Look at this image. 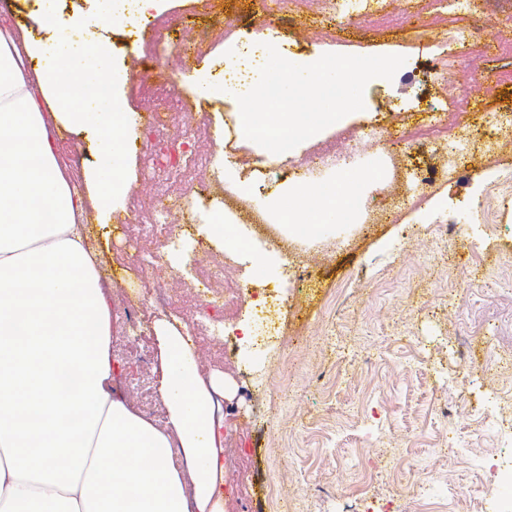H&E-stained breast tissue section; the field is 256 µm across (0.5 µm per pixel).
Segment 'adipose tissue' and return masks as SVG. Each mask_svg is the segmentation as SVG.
<instances>
[{"mask_svg":"<svg viewBox=\"0 0 512 512\" xmlns=\"http://www.w3.org/2000/svg\"><path fill=\"white\" fill-rule=\"evenodd\" d=\"M43 35L20 56L0 34V512H224L221 436L213 419L220 377L203 381L182 333L157 326L165 425L134 411L119 392L112 299L77 215L81 197L63 178L39 101L48 96L65 128L90 136L103 160L91 179L107 211L129 184L118 165L128 118L110 88L112 45H75L50 12ZM78 46V61L48 53ZM36 61L32 91L26 60ZM343 193L283 195L292 224L310 238Z\"/></svg>","mask_w":512,"mask_h":512,"instance_id":"obj_1","label":"adipose tissue"}]
</instances>
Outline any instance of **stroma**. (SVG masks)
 Instances as JSON below:
<instances>
[{"label":"stroma","instance_id":"1","mask_svg":"<svg viewBox=\"0 0 512 512\" xmlns=\"http://www.w3.org/2000/svg\"><path fill=\"white\" fill-rule=\"evenodd\" d=\"M40 0H14L11 13L0 15V32L18 52H25L38 29L32 18ZM207 0H167L149 15L162 31L201 45L203 62L184 72L164 71L173 42H141L133 53L113 57L114 69L128 78L116 90L130 124L124 163L130 189L101 216L94 193H84L82 218L88 243L112 298L144 300L135 272H122L130 252L118 228L127 206H135L143 222H153L152 192L140 177L150 159L153 134L147 115L162 95L199 104L196 112L174 109L164 129L172 141H190L198 157L218 160L224 154V123H241L235 94L217 91L236 59L229 52L239 31L229 18L252 16L250 36L272 41L278 52L297 65H309L327 53L354 56L395 54L406 62L390 80H370L362 110L348 114L299 144L287 161L274 162L263 147L237 134L239 163L225 169L224 184L246 210L263 211L280 222L306 224L307 211L282 212L279 195L289 189L288 174L332 140L333 133L379 125L410 144L428 141L424 129L429 106L473 120V99L489 108H512V12L498 0H485L478 25L492 48L478 71L474 90L460 92V73L443 69L440 52L453 25L451 15L434 11L429 0H413L420 18L400 27L402 0H391L387 17L365 21L322 16V0H304L300 15L316 22L302 32L290 13L267 15L263 0H223L214 15ZM58 29L108 34L119 40L134 31V22L113 20L102 31L93 0H54ZM157 67L147 78L133 75L132 58ZM398 111H391V104ZM60 171L67 181H84L98 164L95 146L84 134L57 126ZM382 144L364 143L349 169L314 173L309 185L334 189L350 185L367 196L384 197L379 179ZM512 173V147L477 158L474 168H461L437 181L431 196L396 201L383 221L362 234H352L344 211L325 213L315 229L317 240L334 245L331 262L312 279L288 293L287 314L273 349L264 357L265 388L251 389L241 402L239 421L255 446L248 459L233 462L224 474L247 477L252 512H383V501L396 498L400 512H421L412 481L426 474L436 491L454 486L456 496L446 512H493L491 497L478 494L476 465L495 448L496 429L481 418L483 402L499 403L498 415L512 422V206L489 204L485 197L498 176ZM453 224L459 234L449 241L446 262L421 260L430 241L411 236L414 228ZM287 254L269 251L256 241L242 248L243 277L272 281L285 276ZM123 364L120 389L133 407L147 404L166 412L158 385L162 361L157 337L145 339L150 363L141 366L122 336L112 338ZM464 441L462 454L444 456L438 439ZM374 458L381 478L369 502L357 486L366 458Z\"/></svg>","mask_w":512,"mask_h":512}]
</instances>
